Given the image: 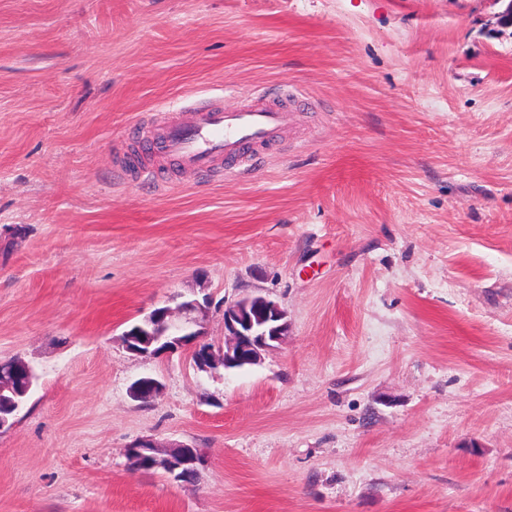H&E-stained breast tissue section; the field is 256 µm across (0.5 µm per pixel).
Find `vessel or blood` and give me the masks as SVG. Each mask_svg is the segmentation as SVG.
Returning a JSON list of instances; mask_svg holds the SVG:
<instances>
[{"label": "vessel or blood", "instance_id": "1", "mask_svg": "<svg viewBox=\"0 0 512 512\" xmlns=\"http://www.w3.org/2000/svg\"><path fill=\"white\" fill-rule=\"evenodd\" d=\"M292 110L289 99L254 94L235 110L219 98L202 103L190 121L172 119L160 128L161 162L140 168L141 177L159 181L162 162L199 175L216 169L234 175L247 170L257 149L268 147Z\"/></svg>", "mask_w": 512, "mask_h": 512}]
</instances>
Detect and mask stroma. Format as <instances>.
Segmentation results:
<instances>
[{"instance_id": "obj_1", "label": "stroma", "mask_w": 512, "mask_h": 512, "mask_svg": "<svg viewBox=\"0 0 512 512\" xmlns=\"http://www.w3.org/2000/svg\"><path fill=\"white\" fill-rule=\"evenodd\" d=\"M489 0H0V512H512V33ZM297 88L234 178L156 130ZM209 295L277 301L262 362L210 374L119 337ZM159 378L149 403L134 380ZM202 448L197 481L133 441ZM37 381V375L34 368L22 360H14L9 380H1L0 393L4 391L13 392L16 396L19 392L25 393ZM18 388L19 392L16 390Z\"/></svg>"}]
</instances>
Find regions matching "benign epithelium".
<instances>
[{
	"mask_svg": "<svg viewBox=\"0 0 512 512\" xmlns=\"http://www.w3.org/2000/svg\"><path fill=\"white\" fill-rule=\"evenodd\" d=\"M491 3L501 5V10L493 13L491 24L501 30L512 29V0H491ZM210 304V297L205 295L185 300L174 310L155 309L123 333L122 342L128 352L141 356L143 352L132 343L137 336H151L159 344L158 352L166 356L185 353L196 369L213 373L221 359L226 369L260 363L263 355L288 333L287 312L267 296L250 294L224 305V347L215 351L202 342L203 321ZM36 380L31 365L15 360L11 378L0 382V393H25ZM160 390L158 379L142 377L130 385L129 395L135 400H151ZM144 450L149 452L151 468L162 470L176 482L181 481L182 473L197 472L204 463L202 450L191 444L176 443L162 450L151 439L133 443L127 448V455H140Z\"/></svg>",
	"mask_w": 512,
	"mask_h": 512,
	"instance_id": "obj_1",
	"label": "benign epithelium"
}]
</instances>
